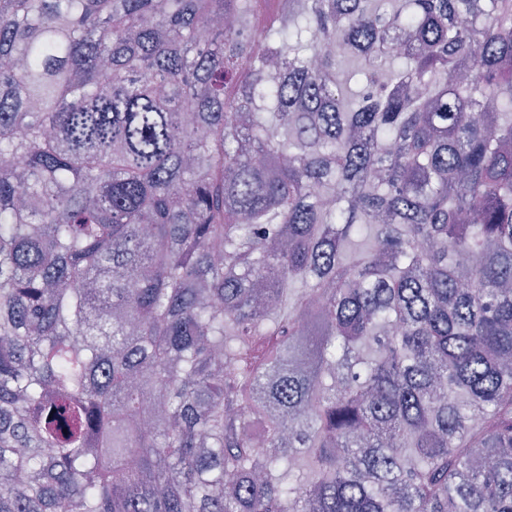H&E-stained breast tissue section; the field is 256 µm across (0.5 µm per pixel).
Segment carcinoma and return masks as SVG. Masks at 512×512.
<instances>
[{
	"mask_svg": "<svg viewBox=\"0 0 512 512\" xmlns=\"http://www.w3.org/2000/svg\"><path fill=\"white\" fill-rule=\"evenodd\" d=\"M62 506L512 512V0H0V512Z\"/></svg>",
	"mask_w": 512,
	"mask_h": 512,
	"instance_id": "1",
	"label": "carcinoma"
}]
</instances>
